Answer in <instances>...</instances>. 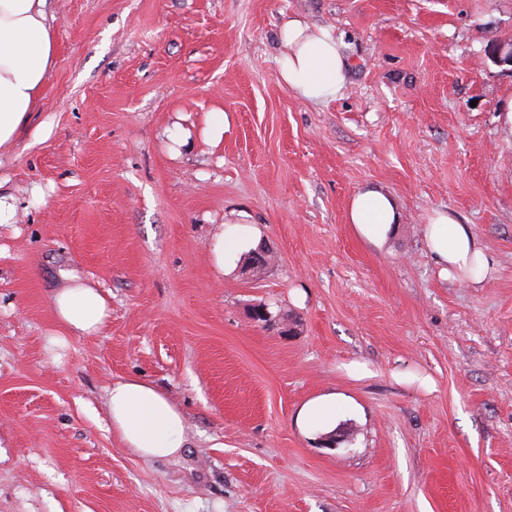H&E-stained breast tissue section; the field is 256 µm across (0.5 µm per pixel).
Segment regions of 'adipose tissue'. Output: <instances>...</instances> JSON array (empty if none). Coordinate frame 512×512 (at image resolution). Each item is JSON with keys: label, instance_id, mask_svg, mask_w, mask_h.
I'll return each mask as SVG.
<instances>
[{"label": "adipose tissue", "instance_id": "ef3b65f1", "mask_svg": "<svg viewBox=\"0 0 512 512\" xmlns=\"http://www.w3.org/2000/svg\"><path fill=\"white\" fill-rule=\"evenodd\" d=\"M47 0H0V147L12 146L26 128L38 105L46 76L55 63L53 17ZM283 52L279 77L299 98L323 104L347 87L349 60L343 35L313 28L298 19L288 20L280 31ZM348 221L367 241L382 244L400 213L393 198L373 188L356 192L348 207ZM258 229L251 224H229L219 236L216 252L225 272H232L242 255L253 247ZM427 249L460 281L480 284L486 263L482 246L467 225L449 212H436L425 228ZM52 298L57 332L52 341L69 336H94L106 326L110 308L100 288L90 280L67 272ZM107 405L112 434L142 459L177 455L184 444V418L167 395L138 378H121L108 388ZM341 402L327 392L309 400L295 423L304 432L328 435L336 428Z\"/></svg>", "mask_w": 512, "mask_h": 512}]
</instances>
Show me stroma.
<instances>
[{"label": "stroma", "instance_id": "obj_1", "mask_svg": "<svg viewBox=\"0 0 512 512\" xmlns=\"http://www.w3.org/2000/svg\"><path fill=\"white\" fill-rule=\"evenodd\" d=\"M57 61L0 151V512H512V0H48ZM345 32L349 85L312 104L279 80L283 23ZM223 114L224 135L208 123ZM401 221L347 220L366 186ZM454 211L490 261L441 273L428 217ZM276 257L225 274V225ZM111 308L52 346L61 272ZM294 332L253 320L259 306ZM136 376L181 410L178 455L112 435ZM355 410L331 446L307 400ZM349 224L367 241L382 244L389 237L393 224H399L400 213L393 198L373 188L356 192L348 207ZM341 409V402L336 392H327L309 400L298 411L295 423L302 432L312 429L320 431L323 436L336 429V413Z\"/></svg>", "mask_w": 512, "mask_h": 512}]
</instances>
